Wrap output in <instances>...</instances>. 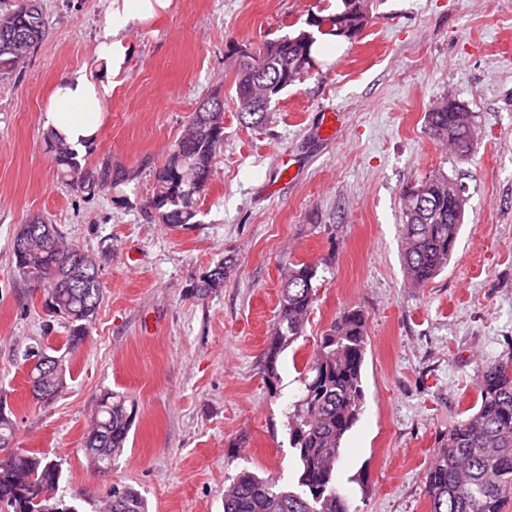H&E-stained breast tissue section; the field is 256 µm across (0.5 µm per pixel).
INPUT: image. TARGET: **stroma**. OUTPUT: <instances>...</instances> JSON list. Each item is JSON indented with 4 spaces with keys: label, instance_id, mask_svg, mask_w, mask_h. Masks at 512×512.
<instances>
[{
    "label": "stroma",
    "instance_id": "stroma-1",
    "mask_svg": "<svg viewBox=\"0 0 512 512\" xmlns=\"http://www.w3.org/2000/svg\"><path fill=\"white\" fill-rule=\"evenodd\" d=\"M335 6L171 0L124 32L115 71L97 55L111 0H43L46 39L0 79V403L20 448L63 458L58 493L82 512H98L115 484L134 486L149 512H223L224 483L240 470L291 483L287 407L321 337L350 309L366 320L365 400L342 444L340 483L352 512H429L425 476L441 437L476 405L485 365L512 355V0H368L355 40L282 91L266 125L242 123L234 79L244 54ZM77 70L112 85L83 153L133 173L125 202L73 192L45 147L43 109ZM215 91L224 146L197 221H150L153 173ZM448 98L474 115L463 162L425 123ZM331 111L328 135L320 119ZM285 153L295 165L283 178ZM439 170L467 187L464 223L447 269L412 288L400 193ZM35 215L100 265L103 303L72 351L12 262L15 232ZM227 258L223 288L195 294L202 272ZM298 261L318 268L317 301L271 381L263 352ZM37 342L65 351L71 367L49 404L28 382ZM106 388L133 400L137 418L104 473L81 444Z\"/></svg>",
    "mask_w": 512,
    "mask_h": 512
}]
</instances>
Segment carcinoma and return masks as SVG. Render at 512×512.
<instances>
[{"label": "carcinoma", "instance_id": "1", "mask_svg": "<svg viewBox=\"0 0 512 512\" xmlns=\"http://www.w3.org/2000/svg\"><path fill=\"white\" fill-rule=\"evenodd\" d=\"M329 24L328 34L349 39L367 24L366 0H340L336 11L315 13L306 24ZM0 76L34 50L49 25L40 0H15L0 13ZM305 30L286 33L263 43L257 54L238 69L236 102L251 96L272 104L280 93L307 77L299 70ZM196 110L185 135L155 170V192L146 215L160 224L186 225L197 216L195 197L216 174L214 160L224 145V98L215 93ZM241 120L259 127L269 109L238 111ZM429 133L452 147L456 157H468L474 116L455 101H442L425 114ZM57 172L73 191L93 195L118 190L130 173L103 161L93 166L57 135L45 133ZM457 179L439 171L406 187L401 196L403 261L406 278L420 288L448 267L463 224L467 198L452 195ZM12 254L15 270L26 282L43 287L49 309L68 325L67 345L75 348L87 335L100 306L102 287L96 258L67 245L59 229L34 215L20 225ZM232 268L226 259L209 267L196 285L208 295L224 287ZM317 267L292 263L281 287L272 333L264 352L265 370L278 378L280 355L304 336L305 324L316 301ZM367 350L364 319L351 309L337 318L321 338L301 377L302 387L288 406L289 443L297 459V486L239 471L224 486V512H350L348 498L336 480L342 443L362 413L363 366ZM512 359L490 362L479 382L476 409L440 439V450L426 475L425 494L430 512H502L512 494ZM38 399L49 400L66 390L70 367L60 354L46 365L37 361L28 370ZM137 409L127 396L106 390L99 396L83 450L100 470L112 469L128 443ZM15 422L0 406V512H56L68 508L57 495L62 464L44 452L14 450ZM107 512H147L142 495L129 485L107 492Z\"/></svg>", "mask_w": 512, "mask_h": 512}]
</instances>
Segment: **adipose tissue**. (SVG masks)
<instances>
[{
  "mask_svg": "<svg viewBox=\"0 0 512 512\" xmlns=\"http://www.w3.org/2000/svg\"><path fill=\"white\" fill-rule=\"evenodd\" d=\"M171 0H112L111 22L99 44V55L120 68L127 48L121 38L127 26L143 22L170 6ZM107 83L94 81L81 71L60 77L43 111L46 130L56 132L72 145L83 147L93 142L103 121L101 100L108 95Z\"/></svg>",
  "mask_w": 512,
  "mask_h": 512,
  "instance_id": "ef3b65f1",
  "label": "adipose tissue"
}]
</instances>
